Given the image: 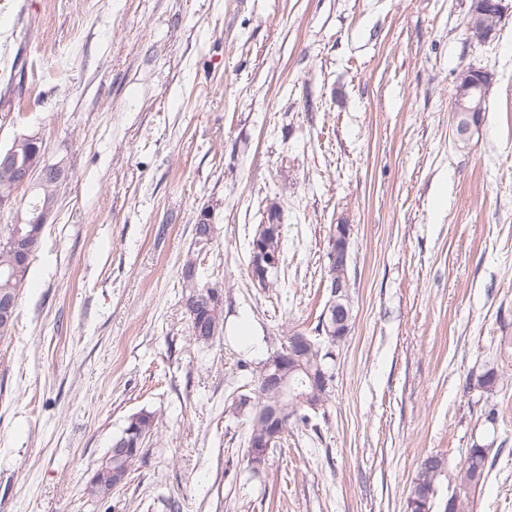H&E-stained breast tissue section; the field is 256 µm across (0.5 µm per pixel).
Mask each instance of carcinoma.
<instances>
[{
    "mask_svg": "<svg viewBox=\"0 0 512 512\" xmlns=\"http://www.w3.org/2000/svg\"><path fill=\"white\" fill-rule=\"evenodd\" d=\"M282 227V213L280 207L274 203L267 211V223L258 225L249 242L250 250L258 247L274 256L277 262H282ZM43 234L44 225L30 224L26 217L6 225L4 231H0V293L19 296L27 277L25 272L20 276L15 274L7 245L16 236L28 238L32 243V254L35 255L41 249ZM181 288V303L189 329H195L200 322L207 324L209 328V337L201 338L193 332L191 338L199 347L208 348L224 336V305L210 303L205 299V283L201 281L184 280ZM315 332L317 335L312 336L306 330L296 327L287 332L289 336H304L310 341V346L302 354L283 361L288 373V392L267 390L256 383L252 392L239 395L229 407L232 414L247 417L249 429L246 457L247 468L252 473L265 469L270 455L269 449L264 447L268 429L267 409L270 406L277 403L280 409L288 412V424L284 429L288 433L294 428L308 426L311 415L317 410L325 409L330 401L335 375H330L326 385L318 381L317 375L330 369L328 359L332 355L326 348L336 347V335H327L321 316L318 317ZM498 382V373L491 368L476 376L473 386L489 393ZM156 418V412L147 408H142L127 418L116 439L124 441V447L128 451L124 454H112V468L96 469V483L85 486V494L89 498L98 500L106 490L121 487L119 480H127L137 463L144 459L145 448L157 431ZM490 451L491 448L477 443L467 449L456 472V512H470L471 498L485 480L492 465ZM444 471L443 466L435 469L418 466L406 498V512H430V498Z\"/></svg>",
    "mask_w": 512,
    "mask_h": 512,
    "instance_id": "obj_1",
    "label": "carcinoma"
}]
</instances>
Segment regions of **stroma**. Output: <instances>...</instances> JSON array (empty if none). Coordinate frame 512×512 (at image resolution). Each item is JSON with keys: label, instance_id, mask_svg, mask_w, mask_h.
<instances>
[{"label": "stroma", "instance_id": "stroma-1", "mask_svg": "<svg viewBox=\"0 0 512 512\" xmlns=\"http://www.w3.org/2000/svg\"><path fill=\"white\" fill-rule=\"evenodd\" d=\"M470 4L0 0V149L39 134L68 172L0 340V512H405L430 453L444 512L476 443L498 453L473 512H512V11L479 44ZM469 66L492 81L459 141ZM273 204L282 263L262 289L249 242ZM206 213L199 273L223 281L227 329L202 349L180 282ZM336 224L353 321L331 399L254 475L224 409L285 329L315 326ZM487 366L495 391L469 388ZM143 408L144 460L88 498ZM475 83V74L473 70L468 68L462 69L455 78V111L453 112V126L460 124L464 116L471 115L474 112H482V101L474 98L475 95H481V88L476 87L473 91ZM461 112L464 116L458 114Z\"/></svg>", "mask_w": 512, "mask_h": 512}]
</instances>
